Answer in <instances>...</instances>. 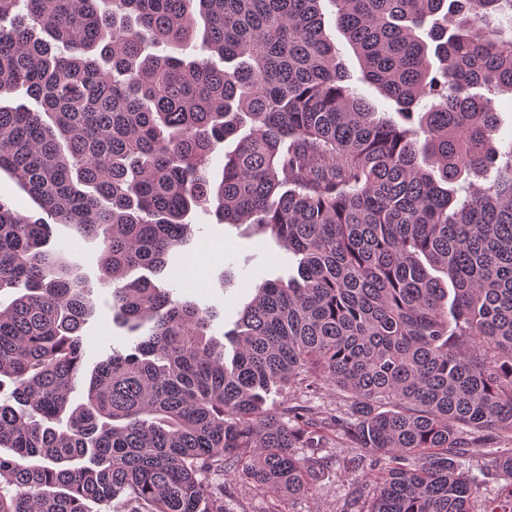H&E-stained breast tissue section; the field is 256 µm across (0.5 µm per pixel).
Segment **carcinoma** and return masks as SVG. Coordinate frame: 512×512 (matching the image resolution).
<instances>
[{"instance_id": "carcinoma-1", "label": "carcinoma", "mask_w": 512, "mask_h": 512, "mask_svg": "<svg viewBox=\"0 0 512 512\" xmlns=\"http://www.w3.org/2000/svg\"><path fill=\"white\" fill-rule=\"evenodd\" d=\"M0 0V171L98 239L137 338L90 372L93 289L0 200V512H234L240 477L313 495L319 449L370 461L356 511L470 512L467 449L512 442V0ZM202 58L167 52L196 38ZM217 56L220 63L212 57ZM368 84L405 124L377 117ZM248 133L241 136L242 129ZM240 136L209 171L217 145ZM299 257L227 333L160 286L193 208ZM331 382L347 407H266ZM334 10L335 9L328 1L323 2V13L325 15L326 32L332 37V39L336 43V47L341 50L346 65L354 74V77H356L359 75V65L356 57L349 48L344 36L335 28Z\"/></svg>"}]
</instances>
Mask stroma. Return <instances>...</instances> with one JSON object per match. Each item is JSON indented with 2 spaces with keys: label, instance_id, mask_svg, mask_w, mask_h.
Wrapping results in <instances>:
<instances>
[{
  "label": "stroma",
  "instance_id": "obj_1",
  "mask_svg": "<svg viewBox=\"0 0 512 512\" xmlns=\"http://www.w3.org/2000/svg\"><path fill=\"white\" fill-rule=\"evenodd\" d=\"M189 220L190 242L171 253L159 283L177 296L215 311L213 332L219 337L233 329L253 296L254 284L295 275L297 261L277 241L252 226L221 223L213 209H194ZM53 234L56 243L81 265L94 287L96 313L82 330L85 367L90 370L112 351L130 352L135 339L112 321L111 289L101 283L99 241L71 237L69 230L60 225L54 226ZM509 450L512 443L507 441L493 448L470 449L467 463L479 480L473 512H489L500 499L506 480L495 468L494 460L499 452ZM367 481L364 471L335 475L315 495L289 500L259 495L252 485L239 480L232 481L231 486L240 512H267L274 504L280 512H340L344 500Z\"/></svg>",
  "mask_w": 512,
  "mask_h": 512
}]
</instances>
